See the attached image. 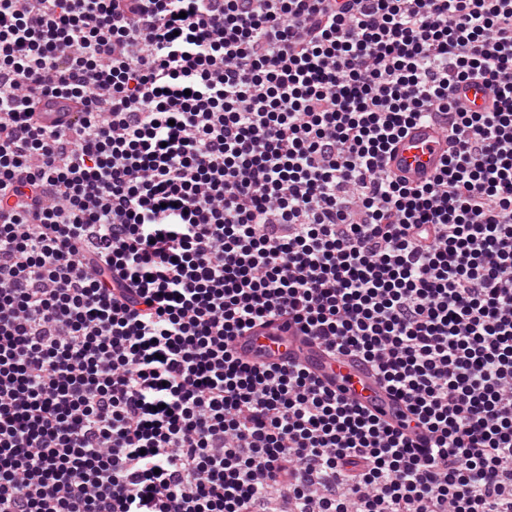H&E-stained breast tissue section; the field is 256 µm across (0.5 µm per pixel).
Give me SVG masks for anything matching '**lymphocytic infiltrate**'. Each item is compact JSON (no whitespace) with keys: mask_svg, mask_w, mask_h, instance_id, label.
I'll use <instances>...</instances> for the list:
<instances>
[{"mask_svg":"<svg viewBox=\"0 0 512 512\" xmlns=\"http://www.w3.org/2000/svg\"><path fill=\"white\" fill-rule=\"evenodd\" d=\"M0 512H512V0H0ZM451 93L471 112H485L491 105L489 94L480 81L471 80L463 83L453 88ZM78 108L72 101L55 99L44 102L42 112H36L38 121L48 127L69 125L78 117ZM446 151V133L438 127L417 122L394 144L384 165L400 180L422 182L434 174ZM277 325L261 329L254 336H243L235 341V348L241 356L258 361L274 360L283 362L296 355L301 356L305 364L321 378L345 396L361 402L375 404L385 410L388 416L395 412L396 406L374 383L373 379L359 372L343 359L326 356L312 343H302L294 338L292 332L276 329Z\"/></svg>","mask_w":512,"mask_h":512,"instance_id":"obj_1","label":"lymphocytic infiltrate"}]
</instances>
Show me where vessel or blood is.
<instances>
[{
	"label": "vessel or blood",
	"mask_w": 512,
	"mask_h": 512,
	"mask_svg": "<svg viewBox=\"0 0 512 512\" xmlns=\"http://www.w3.org/2000/svg\"><path fill=\"white\" fill-rule=\"evenodd\" d=\"M452 94L472 112L486 111L491 104L484 85L476 80L453 88ZM77 116L78 108L74 102L55 99L44 103L37 119L42 125L54 127L71 124ZM447 149L448 138L445 132L438 127L418 122L411 125L394 144L384 165L398 179L421 182L434 174ZM235 347L241 356L250 360L282 362L301 356L310 369L336 389L344 391L347 397L375 404L390 414L396 410L373 379L352 367L348 361L328 357L315 344L301 342L291 333L276 327L271 326L254 335L240 337Z\"/></svg>",
	"instance_id": "obj_1"
}]
</instances>
